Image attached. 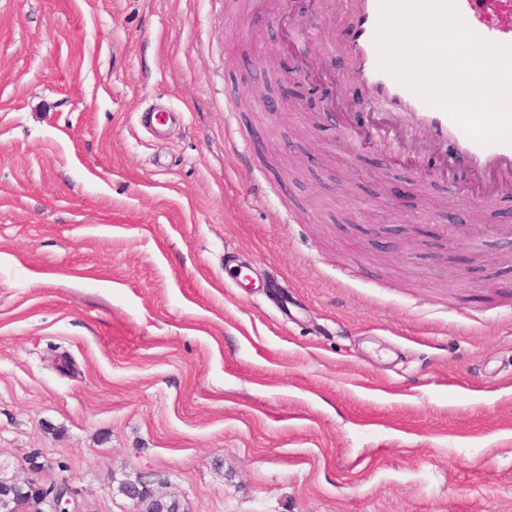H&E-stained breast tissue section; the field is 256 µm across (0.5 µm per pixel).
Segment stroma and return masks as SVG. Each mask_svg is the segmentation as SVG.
<instances>
[{
    "label": "stroma",
    "instance_id": "stroma-1",
    "mask_svg": "<svg viewBox=\"0 0 512 512\" xmlns=\"http://www.w3.org/2000/svg\"><path fill=\"white\" fill-rule=\"evenodd\" d=\"M0 0V462L133 512H512V197L363 116L348 0ZM261 27L259 39L244 33ZM236 104V153L225 101ZM284 71L286 75L280 80L277 88L278 96L275 98H261V102L268 109V112H278L288 107L293 95V87L309 81L307 72L301 66L285 67ZM126 496L139 509L138 512H152L156 504L172 508L170 511L163 512H184L180 510L179 503L176 500H167L164 496L157 495L151 487V481L143 478H139L129 485Z\"/></svg>",
    "mask_w": 512,
    "mask_h": 512
}]
</instances>
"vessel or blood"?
I'll return each instance as SVG.
<instances>
[{
  "instance_id": "obj_1",
  "label": "vessel or blood",
  "mask_w": 512,
  "mask_h": 512,
  "mask_svg": "<svg viewBox=\"0 0 512 512\" xmlns=\"http://www.w3.org/2000/svg\"><path fill=\"white\" fill-rule=\"evenodd\" d=\"M350 21L339 42L348 55L350 78L364 91L363 106H388L379 132L395 148L416 151L417 145L397 134L390 117H410L415 127L428 132L440 165L447 170L464 166L472 185L481 191L484 204L494 203L502 194L512 192V145L477 143L446 112L425 104L412 91L379 70L373 42L379 0H352ZM458 10L467 26L486 40L512 44V0H457Z\"/></svg>"
}]
</instances>
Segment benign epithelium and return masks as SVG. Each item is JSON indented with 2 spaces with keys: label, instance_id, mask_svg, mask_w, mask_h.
Returning <instances> with one entry per match:
<instances>
[{
  "label": "benign epithelium",
  "instance_id": "1",
  "mask_svg": "<svg viewBox=\"0 0 512 512\" xmlns=\"http://www.w3.org/2000/svg\"><path fill=\"white\" fill-rule=\"evenodd\" d=\"M307 80L308 75L303 67L285 69V77L280 80L277 88L278 96L263 98L262 104L270 112L288 107L293 87ZM67 494V489L62 486L49 490L31 477L3 482L0 484V512H83ZM126 496L138 512H153L157 504L170 507V512H182L177 501L156 494L151 482L143 478L129 485Z\"/></svg>",
  "mask_w": 512,
  "mask_h": 512
}]
</instances>
